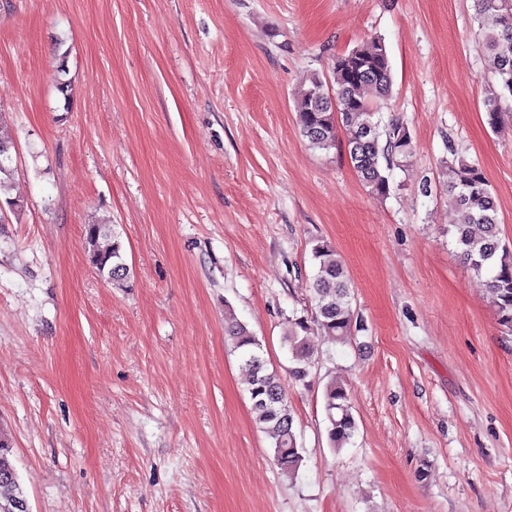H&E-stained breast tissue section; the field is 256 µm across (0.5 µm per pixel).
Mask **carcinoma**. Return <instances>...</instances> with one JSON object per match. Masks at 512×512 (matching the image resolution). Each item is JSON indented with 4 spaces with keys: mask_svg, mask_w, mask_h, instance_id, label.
<instances>
[{
    "mask_svg": "<svg viewBox=\"0 0 512 512\" xmlns=\"http://www.w3.org/2000/svg\"><path fill=\"white\" fill-rule=\"evenodd\" d=\"M476 17L495 83L484 101L489 121L496 128L502 112L512 101V0H475ZM332 77L324 81L314 74L300 91L297 101V125L301 135L315 149L335 146L337 122L352 132L347 139L348 157L359 180L370 194L384 198L391 191V171L403 167L413 156L408 128L399 121L380 126L373 101L391 95L393 75L384 41L367 40L332 59ZM332 92L336 106L317 107L319 92ZM445 164L452 178L447 185L448 205L457 213L454 225L455 249L477 275H486V285L495 298L504 326L512 329V250L499 238L497 207L488 181L478 164L461 157L453 144H448ZM12 157L0 153V195L14 205ZM85 249L98 275L116 285L129 276L123 245L113 225L93 223L85 226ZM317 261L312 278V298L318 329L331 339H349L355 313L351 305L348 271L336 258L335 251L320 241L313 248ZM225 329L239 351L241 367L246 375V391L261 429L274 448V460L280 470L293 476L303 461L297 446L288 397L279 375L268 371L261 355V344L238 321L232 310L225 311ZM312 326L303 317L289 321L284 343L291 353L290 376L305 382L314 364L309 343ZM328 436L336 450L351 443L357 423L344 385L333 382L324 393ZM11 474L7 483L0 481V512H18L15 501L26 497L18 482L10 459L9 443L0 433V477Z\"/></svg>",
    "mask_w": 512,
    "mask_h": 512,
    "instance_id": "cac0c4a2",
    "label": "carcinoma"
}]
</instances>
